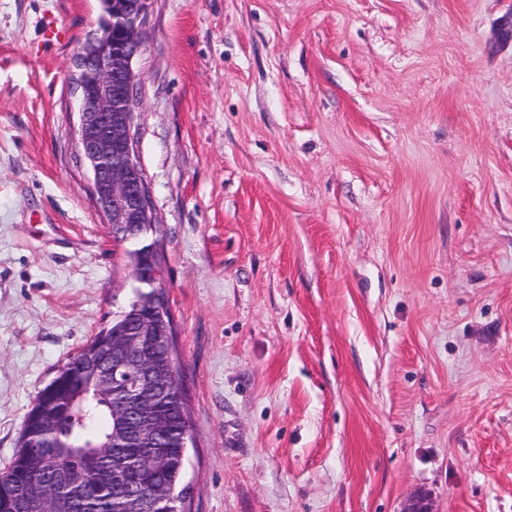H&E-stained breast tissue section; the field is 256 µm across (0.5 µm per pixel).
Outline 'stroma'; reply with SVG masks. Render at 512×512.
<instances>
[{"mask_svg": "<svg viewBox=\"0 0 512 512\" xmlns=\"http://www.w3.org/2000/svg\"><path fill=\"white\" fill-rule=\"evenodd\" d=\"M100 16L0 0V469L130 293L76 135ZM507 27L512 0H152L136 137L189 512H512Z\"/></svg>", "mask_w": 512, "mask_h": 512, "instance_id": "obj_1", "label": "stroma"}]
</instances>
